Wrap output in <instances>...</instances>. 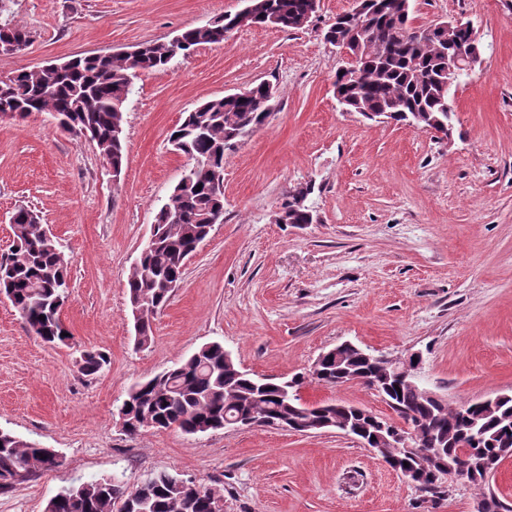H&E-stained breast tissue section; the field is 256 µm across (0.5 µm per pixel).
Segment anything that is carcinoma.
I'll return each mask as SVG.
<instances>
[{
    "label": "carcinoma",
    "mask_w": 512,
    "mask_h": 512,
    "mask_svg": "<svg viewBox=\"0 0 512 512\" xmlns=\"http://www.w3.org/2000/svg\"><path fill=\"white\" fill-rule=\"evenodd\" d=\"M254 4L258 14L254 25L294 31L302 29L303 21L314 13L315 0H254ZM366 7L369 41L359 46L358 86H352L346 74L336 72L335 86L347 100L345 107L352 112H387L393 122L419 129L452 128V114L445 108L450 85L448 58L440 53L442 35L435 29L418 40L407 37L411 18L394 0H367ZM232 22L233 16L226 15L182 31L178 50L224 41ZM351 31L350 23L338 22L327 28L324 39L332 45L348 43ZM4 40L14 42L21 51L30 35L19 23L5 19L0 20V41ZM173 58L169 42L148 41L131 61L90 53L74 57L63 73L21 69L0 82L8 90V98L0 97V115L23 118L29 109L55 110L62 119V130L95 142L112 168L120 170L126 159L125 103L133 78L165 69ZM268 87L269 83L261 82L241 99L226 95L203 101L170 134L175 151L188 156L193 165L157 212L153 241L127 280L130 309L139 311L135 340L141 347L151 341L152 319L169 304L170 285L182 280L198 243L210 236L214 225L224 223V191L217 178L224 175L228 152L264 126L261 100ZM312 192L308 183L289 191L282 207L288 209L291 223H312L313 210L307 205ZM11 228L14 244L0 257V294L43 341L65 345L72 339L60 317L70 288L67 262L33 210H15ZM107 363L103 352L87 350L81 356L80 370L95 375ZM342 367L348 372L342 381L336 375L334 358L320 366L318 377L296 376L292 381L298 388L308 380L327 385L361 379L385 381L384 368L354 350L342 352ZM387 385V400L405 411L403 420L416 431L417 443L424 448L443 445L446 464L457 463L455 445L464 434L476 438L471 459L480 464L488 459L494 466L503 460L502 441H512V394H498L461 418L446 405L426 401L411 383L392 379ZM291 404L284 382L260 380L226 362L224 346L214 342L169 370L133 385L118 412L128 415L126 432L131 435L157 424L198 434L222 430L224 422L238 417H249L260 426L289 421ZM345 416L346 405H327L322 414L306 415L296 424L313 427ZM59 466L49 449L0 429V493L38 471ZM221 499L219 491L190 487L180 475L164 470L150 473L131 490L113 478L72 484L49 499L44 512H213L215 501Z\"/></svg>",
    "instance_id": "carcinoma-1"
}]
</instances>
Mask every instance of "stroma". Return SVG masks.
Returning a JSON list of instances; mask_svg holds the SVG:
<instances>
[{
	"label": "stroma",
	"mask_w": 512,
	"mask_h": 512,
	"mask_svg": "<svg viewBox=\"0 0 512 512\" xmlns=\"http://www.w3.org/2000/svg\"><path fill=\"white\" fill-rule=\"evenodd\" d=\"M352 0H320L297 31L248 27L134 78L120 175L94 143L48 113L0 117V256L10 217L37 211L69 263L62 320L73 340L36 337L0 296V429L55 449L61 467L0 494V512H43L77 480L136 487L168 470L220 489L224 512H473L481 495L512 507V460L489 484L457 479L445 497L419 490L344 432L171 427L127 434L118 407L136 382L223 344L243 370L307 374L343 342L388 357L419 352L422 386L448 405L512 393V0H414L413 25L471 23L479 63L450 90L445 139L342 109L339 50L323 32ZM241 0H10L24 50L0 56V79L92 52L130 50L210 23ZM278 90L270 122L224 164V221L187 262L169 305L137 346L126 284L159 208L190 160L168 138L199 102L260 82ZM312 182L310 224H281L291 189ZM106 352L94 377L83 351ZM313 402L398 415L359 382L304 384Z\"/></svg>",
	"instance_id": "stroma-1"
}]
</instances>
